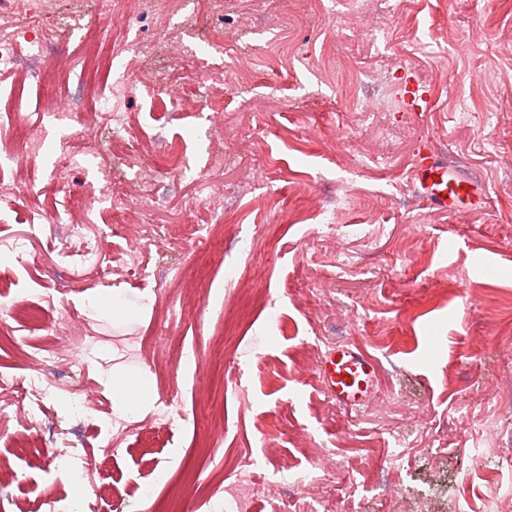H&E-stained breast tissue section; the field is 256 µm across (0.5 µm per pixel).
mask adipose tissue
<instances>
[{"label": "adipose tissue", "mask_w": 512, "mask_h": 512, "mask_svg": "<svg viewBox=\"0 0 512 512\" xmlns=\"http://www.w3.org/2000/svg\"><path fill=\"white\" fill-rule=\"evenodd\" d=\"M153 296L138 295L126 298L120 294H101L86 302L87 308L115 320L132 319L150 313ZM100 379L112 391V415L117 422L147 415L156 408L159 395L150 370L144 366L130 367L122 363L101 370Z\"/></svg>", "instance_id": "ef3b65f1"}]
</instances>
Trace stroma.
I'll list each match as a JSON object with an SVG mask.
<instances>
[{"label":"stroma","instance_id":"obj_1","mask_svg":"<svg viewBox=\"0 0 512 512\" xmlns=\"http://www.w3.org/2000/svg\"><path fill=\"white\" fill-rule=\"evenodd\" d=\"M275 12L288 25L280 48ZM224 27L243 30L232 55L208 53L196 80H179L176 119L149 92L112 90L126 140L113 175L130 176L154 135L189 169L176 186L133 188L158 200L145 238L120 225L110 200L95 202L85 235L111 258L109 278L74 266L78 239L40 222L98 178L85 162L60 191L47 188L61 140L83 151L77 122L42 115V90L29 81L23 116L46 131L41 153L17 165L25 146L0 128V177L34 186L0 199V376L27 381L32 356L53 358L63 315L85 350L80 377L56 369L60 400L28 399L41 426L0 416V512L66 501L63 456L97 467L102 492L86 500L99 512H286L303 476L316 477L331 512H485L493 489L512 501V408L498 401L512 390V0H379L369 10L360 0H229ZM237 69L251 78L221 101L234 160L217 175V211L202 174L208 117L189 103ZM410 85L428 91L431 111H404ZM423 148L476 178L457 212L419 201L413 160ZM187 224L204 230L181 239ZM246 234L259 235L260 251H240ZM137 238L144 276L123 265ZM481 262L496 264V277L481 275ZM228 263L241 278H225ZM172 267L187 276L179 295L163 285ZM113 288L154 295L150 316L118 324L80 307ZM28 303L42 321L23 328ZM168 340L195 353L193 370ZM345 341L381 365L380 387L357 413L330 402L316 374L321 354ZM116 349L123 363L149 366L160 403L178 415L172 425L152 412L114 435L99 370ZM77 389L88 401L74 416L64 397ZM109 445L116 454L103 455ZM244 457L279 494L242 511L229 489Z\"/></svg>","mask_w":512,"mask_h":512}]
</instances>
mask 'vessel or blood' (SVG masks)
<instances>
[{
    "instance_id": "1",
    "label": "vessel or blood",
    "mask_w": 512,
    "mask_h": 512,
    "mask_svg": "<svg viewBox=\"0 0 512 512\" xmlns=\"http://www.w3.org/2000/svg\"><path fill=\"white\" fill-rule=\"evenodd\" d=\"M413 176L419 197L430 209H452L476 185L474 179L462 176L446 161L423 150L415 156ZM318 375L331 401L359 409L369 403L376 390L379 365L363 349L340 344L324 354Z\"/></svg>"
}]
</instances>
